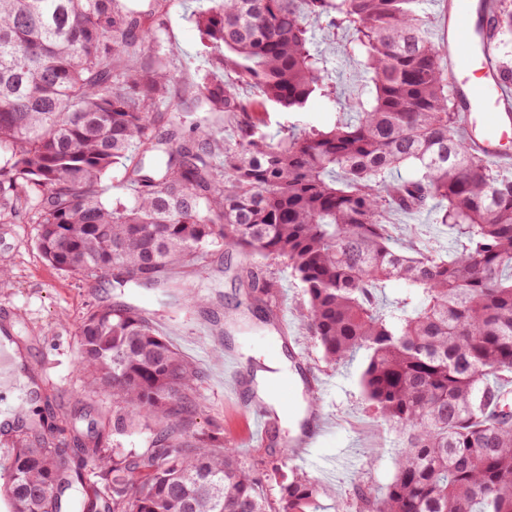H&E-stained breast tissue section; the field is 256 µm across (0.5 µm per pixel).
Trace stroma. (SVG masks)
I'll return each mask as SVG.
<instances>
[{
    "label": "stroma",
    "mask_w": 512,
    "mask_h": 512,
    "mask_svg": "<svg viewBox=\"0 0 512 512\" xmlns=\"http://www.w3.org/2000/svg\"><path fill=\"white\" fill-rule=\"evenodd\" d=\"M208 5L209 0H162L158 11L145 21L154 34L150 55L162 57L167 69L187 84L199 82L210 67L195 24L196 12ZM319 39L322 49L335 59L340 100L331 112L317 104L303 112H284L267 105L260 118L263 131L272 138H280L287 127L324 129L350 117L344 101L357 93L358 85L349 64L336 55L343 39L327 31L320 33ZM388 234L399 245L410 243L420 248L434 239L450 251L462 246L447 227L431 223L426 213H393ZM35 237V225L0 224V269L9 273L8 279L0 282V325L10 330L26 359L25 376L35 387L37 408L25 422L30 427L41 426L45 439L55 442L87 431L90 419L100 418L106 443L143 447L142 433L113 436L111 399L90 392L74 364L81 317L92 307L120 301L141 309L159 333L204 372L198 398L199 427L219 425L225 440L239 449L243 460L264 458L309 472L327 489L317 512H337L357 489L375 494L391 482L396 435L376 417L360 386L367 355L360 351L336 365L324 360L302 324L305 298L287 267L269 261L260 266L261 272L279 285L281 304L290 318V327L284 332L265 324L259 314L247 313L235 280L242 264L238 252L213 253L200 274L171 270L174 280L192 285L205 299L204 305L185 306L154 289L118 290L108 281L87 282L61 274L42 257ZM243 312L248 315L246 325L226 327V316ZM226 349L240 352L250 383L270 351L289 357L288 369L295 377L292 398L308 402L309 412L323 414L329 423L328 432L307 458L295 461L286 454L293 431L282 419L274 420L267 438L260 442L253 434L252 418L225 404L222 352ZM298 351L303 354L299 362L293 359Z\"/></svg>",
    "instance_id": "stroma-1"
}]
</instances>
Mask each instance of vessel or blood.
Listing matches in <instances>:
<instances>
[{
  "mask_svg": "<svg viewBox=\"0 0 512 512\" xmlns=\"http://www.w3.org/2000/svg\"><path fill=\"white\" fill-rule=\"evenodd\" d=\"M441 36L461 140L485 162L512 167V76L494 51L489 0H447ZM242 376L240 353L225 352L224 385L251 415L257 437L265 438L271 417L263 405L244 401ZM323 427V420H315L308 431L289 442V453L302 454Z\"/></svg>",
  "mask_w": 512,
  "mask_h": 512,
  "instance_id": "vessel-or-blood-1",
  "label": "vessel or blood"
}]
</instances>
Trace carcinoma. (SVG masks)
<instances>
[{"label": "carcinoma", "instance_id": "1", "mask_svg": "<svg viewBox=\"0 0 512 512\" xmlns=\"http://www.w3.org/2000/svg\"><path fill=\"white\" fill-rule=\"evenodd\" d=\"M428 2L212 0L195 15L212 70L186 86L146 55L153 33L125 0H0V223L38 225L37 248L62 273L166 294L181 292L164 279L171 267L236 250L239 288L267 314L279 287L253 263L287 266L324 359L366 351L361 387L397 436L392 481L344 509L512 512V173L456 134ZM492 23L512 35V0H498ZM321 30L348 35L363 78L354 119L274 142L251 113L336 102ZM162 103L224 114L237 142L197 124L172 143L156 133ZM122 159L132 198L108 205L100 185ZM396 210L430 212L463 249L450 260L436 243L393 248ZM393 281L404 288L378 308ZM75 357L112 398V432L144 425L146 446L110 449L99 435L50 445L33 429L0 487L13 512H62L90 472L102 491L86 492L83 512H314L323 488L307 472L280 473L271 498L264 462H244L218 428L196 430L204 373L138 308L88 311Z\"/></svg>", "mask_w": 512, "mask_h": 512}]
</instances>
